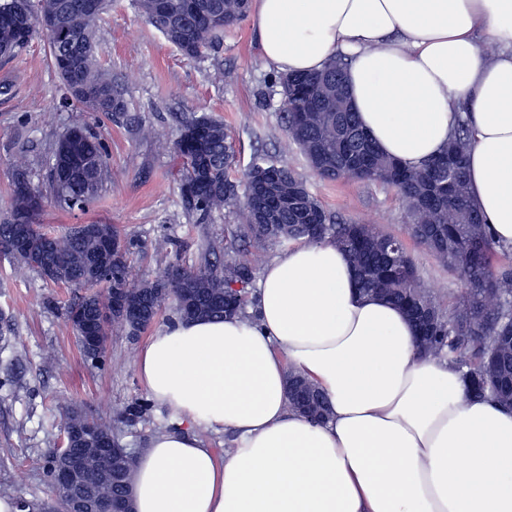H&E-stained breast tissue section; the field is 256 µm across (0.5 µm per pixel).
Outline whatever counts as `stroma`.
I'll return each mask as SVG.
<instances>
[{
	"label": "stroma",
	"mask_w": 512,
	"mask_h": 512,
	"mask_svg": "<svg viewBox=\"0 0 512 512\" xmlns=\"http://www.w3.org/2000/svg\"><path fill=\"white\" fill-rule=\"evenodd\" d=\"M97 53L124 85L125 115L58 110L61 89L43 36L17 56L0 58V80L12 84L9 95H0V216L9 208L13 162L45 158L64 129L81 126L103 138L112 181L88 210L69 214L49 208L41 224L59 232L92 221L115 225L137 244L131 267L136 282L154 278L168 265L193 263L202 245H224L238 212L227 207L203 224L187 213L176 162L159 136L205 112L222 120L236 140L232 180H240L242 169L265 154L292 169L335 216L406 237L410 217L396 189L319 180L296 148H284L282 138L273 136L281 125L283 96L261 54L252 18L225 31L222 45L203 60H188L138 17L130 0H115L99 23ZM140 121L154 128L156 138L138 135ZM162 236L171 244L158 253L153 243ZM407 246L422 286L441 305L453 303L461 288L457 273L419 243L408 240ZM70 297L69 289L0 259V333L15 339L8 346L0 342V377L11 378L0 389V498L34 503L51 498L40 458L57 443L60 407L74 404L88 416L109 418L132 398L147 397L135 361L155 331L174 318L168 309L137 339L111 336L106 365H94L82 355L66 319Z\"/></svg>",
	"instance_id": "35a3bbf8"
}]
</instances>
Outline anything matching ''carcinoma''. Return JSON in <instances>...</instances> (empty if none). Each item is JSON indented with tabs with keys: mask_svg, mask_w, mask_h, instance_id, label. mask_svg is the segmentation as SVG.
<instances>
[{
	"mask_svg": "<svg viewBox=\"0 0 512 512\" xmlns=\"http://www.w3.org/2000/svg\"><path fill=\"white\" fill-rule=\"evenodd\" d=\"M160 11L155 0H132L141 18L156 29L181 54L196 60L216 49L224 31L249 13L250 0H199L202 16L186 13L183 0H167ZM112 6L102 0L99 13L82 8V0H0V15L14 16V22L0 21V57L21 53L40 32L37 17L62 10L68 29L80 43L75 66L63 70L59 57L69 51L64 40L46 38L52 65L64 88L61 106L83 112H127L124 93L96 55L97 22ZM343 57H336L314 73L280 74L275 82L282 88V125L290 141L303 154L312 174L323 181L352 180L395 188L407 203L412 224L409 233L444 267L459 275L461 291L455 304L443 310L436 297L422 287L414 257L404 241L383 232L376 224L347 222L328 214L287 165L265 157L254 158L244 173L245 191L230 179L236 167L237 151L224 123L202 113L182 122L166 148L179 166L178 189L185 208L205 221L224 207H238L240 223L232 231L231 245L250 244L262 248H286L295 241L336 244L352 263L360 289L376 294L401 308L413 323L417 348L425 355L448 359L463 373L467 395L473 400L493 399L512 411V389L502 382L512 377V266L494 262L504 250L496 241L490 224L471 203L468 187L467 151L470 129L466 120L448 140L439 155L416 167L400 164L370 142L366 158L348 170L340 168L341 155L349 139L353 150L361 149L363 131L348 97L339 101V111L308 112L298 124V114L308 98L288 91L295 81L309 85V94L319 92L315 82L326 76L346 84ZM47 181L34 182L31 161L14 163L9 211L0 218V257L21 268L35 271L53 285L71 289L75 300L68 315L79 311L90 317L103 315L102 344L83 355L95 364L107 360L108 336L128 337L147 329L166 308L179 313L184 297L197 305L198 318L224 319L245 316L250 302L249 286L254 279L250 263L226 259L209 243L190 266L173 264L155 279L130 280L133 241L122 236L112 224H75L63 232L44 229L39 219L43 208L52 204L64 211L85 210L112 181L106 145L98 135L74 126L60 136L46 159ZM118 243L115 254L104 255L106 271L100 272L97 258L105 242ZM127 289L142 310L133 322L112 312V284ZM230 293L239 298L238 307L228 312L224 299ZM288 402L291 410L316 421L328 417L325 397L316 384L288 371ZM151 403L131 399L111 420H93L96 433H83L88 416L76 407L65 410L63 440L41 459L50 484L58 481V458L62 449L82 459V481L87 500L97 507L130 493L136 460L115 446L107 456L91 454L98 440L116 439L117 424L150 418Z\"/></svg>",
	"mask_w": 512,
	"mask_h": 512,
	"instance_id": "obj_1",
	"label": "carcinoma"
}]
</instances>
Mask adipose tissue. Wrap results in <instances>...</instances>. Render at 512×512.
Listing matches in <instances>:
<instances>
[{
  "mask_svg": "<svg viewBox=\"0 0 512 512\" xmlns=\"http://www.w3.org/2000/svg\"><path fill=\"white\" fill-rule=\"evenodd\" d=\"M254 22L280 73L346 56L363 127L405 165L467 118L471 199L512 245V0H255ZM256 309L176 320L140 352L174 424L138 460L136 512H512V411L419 355L405 314L360 292L335 244L270 261ZM290 367L324 391L327 422L289 411ZM200 428L234 432V448L216 459Z\"/></svg>",
  "mask_w": 512,
  "mask_h": 512,
  "instance_id": "obj_1",
  "label": "adipose tissue"
}]
</instances>
